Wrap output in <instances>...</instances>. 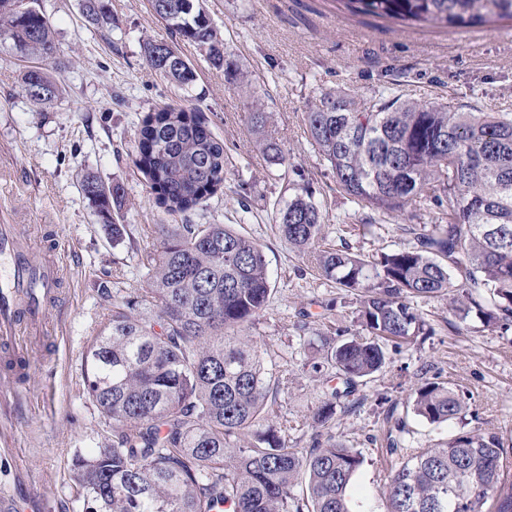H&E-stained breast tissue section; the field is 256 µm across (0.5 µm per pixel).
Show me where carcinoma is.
<instances>
[{
    "label": "carcinoma",
    "instance_id": "cac0c4a2",
    "mask_svg": "<svg viewBox=\"0 0 512 512\" xmlns=\"http://www.w3.org/2000/svg\"><path fill=\"white\" fill-rule=\"evenodd\" d=\"M197 0H150L156 18L179 37L224 61V42ZM353 15L432 28L512 21V0H337ZM86 21L105 33L103 0H82ZM0 36L21 57L51 59L53 26L37 0H0ZM146 64L190 87L196 72L178 49L147 41ZM31 101L56 99L62 87L45 68L21 75ZM172 119L141 121L134 163L156 203L186 215L224 187V143L206 118L170 108ZM248 121L272 165L290 164L259 100ZM309 142L331 168L336 188L375 212L405 216L416 246L367 260L325 246L312 192L294 184L275 216L279 234L337 287L359 297V319L373 339L327 346L343 389L314 413L313 447H288L269 422L280 385L245 332L272 288L263 249L228 224H158V246L142 256L148 288L113 305L85 357L87 392L112 420V445L74 455L85 512H354L358 450L332 434L336 399L379 371L378 339L411 344L427 332L410 299L442 297L461 321L493 329L512 322V113L465 112L452 102L405 95L359 99L330 89L305 112ZM80 188L112 236L125 199L119 181L93 173ZM435 223L420 224L427 203ZM431 424L465 419L466 399L427 381L410 404ZM246 448L233 447L245 432ZM387 512H512L507 451L492 432L460 429L408 457L383 491Z\"/></svg>",
    "mask_w": 512,
    "mask_h": 512
}]
</instances>
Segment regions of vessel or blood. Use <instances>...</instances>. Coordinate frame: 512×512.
Wrapping results in <instances>:
<instances>
[{
  "instance_id": "1",
  "label": "vessel or blood",
  "mask_w": 512,
  "mask_h": 512,
  "mask_svg": "<svg viewBox=\"0 0 512 512\" xmlns=\"http://www.w3.org/2000/svg\"><path fill=\"white\" fill-rule=\"evenodd\" d=\"M62 275L54 252L31 255L19 225H0V347L16 356L33 352Z\"/></svg>"
}]
</instances>
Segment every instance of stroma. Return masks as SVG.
I'll return each instance as SVG.
<instances>
[{"instance_id":"obj_1","label":"stroma","mask_w":512,"mask_h":512,"mask_svg":"<svg viewBox=\"0 0 512 512\" xmlns=\"http://www.w3.org/2000/svg\"><path fill=\"white\" fill-rule=\"evenodd\" d=\"M112 30L89 25L81 0H38L49 17L56 53L47 61L62 92L47 105L27 97L20 74L28 59L0 44V220L22 225L31 247L57 249L64 266L59 299L48 317L43 356L29 360L27 387L12 394L0 382V484L41 497L52 512H83L73 479L76 452L102 447L112 423L90 399L85 352L112 314L114 301L147 288L138 256L159 239L154 224H230L264 250L273 292L249 330L286 383L270 405L289 447L308 448L313 414L336 386L327 343L363 335L359 303L279 237L275 215L296 180L320 205L327 244L375 256L415 244L402 219L372 215L336 188L330 168L310 145L304 114L329 89L347 86L361 97L403 94L450 101L467 111L512 113V22L483 27L429 28L341 9L336 0H200L224 42V56L247 72L228 82L206 50L172 34L148 0H105ZM166 41L197 73L188 90L144 61L141 46ZM260 100L291 156L270 164L255 148L247 121ZM165 106L203 113L224 143V187L190 212L167 214L137 170L136 134L146 113ZM90 171L123 183L122 238L99 223L79 178ZM246 206H239V196ZM412 305L429 326L412 345L384 340L385 364L336 403L333 435L364 463L354 485L371 512H385L383 486L415 450L460 426L497 433L512 454V325L492 330L478 319L450 327L447 300ZM447 383L465 397V423L440 426L416 417L409 404L425 381ZM406 427L388 450L394 418Z\"/></svg>"}]
</instances>
